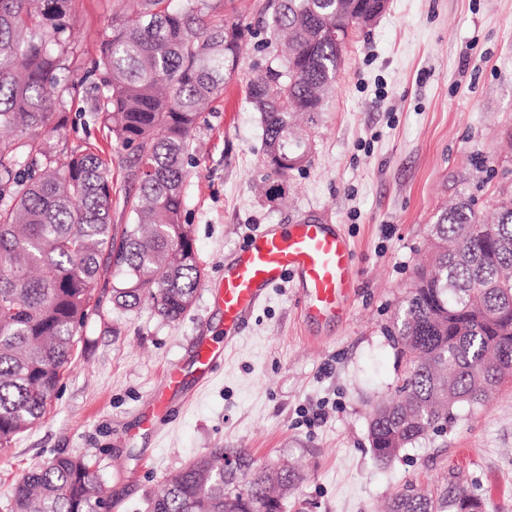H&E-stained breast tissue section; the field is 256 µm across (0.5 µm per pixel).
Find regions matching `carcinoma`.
<instances>
[{
	"label": "carcinoma",
	"mask_w": 512,
	"mask_h": 512,
	"mask_svg": "<svg viewBox=\"0 0 512 512\" xmlns=\"http://www.w3.org/2000/svg\"><path fill=\"white\" fill-rule=\"evenodd\" d=\"M235 0H139L119 10L92 71V121L125 152L129 222L112 224V155L94 142L65 163L44 131L68 123L67 97L86 82L75 58V0H0V449L41 421L70 366L94 286L114 270L121 313L146 302L169 321L202 284L184 209L194 131L224 86L239 78L240 41L269 50L245 80L259 113L264 162L279 176L308 162L309 136L336 82L349 33L386 0H265L256 26L227 25ZM484 221L469 199L442 208L432 250L415 270L387 331L406 370L368 426L374 459L399 458L455 419V405L484 404L512 378V196ZM235 466L224 470V457ZM300 475L259 466L244 449L213 448L169 474L150 512H280ZM112 496L89 459L58 454L19 479L7 512H108ZM388 512H485L463 491H407Z\"/></svg>",
	"instance_id": "obj_1"
}]
</instances>
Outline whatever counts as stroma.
Segmentation results:
<instances>
[{
  "label": "stroma",
  "mask_w": 512,
  "mask_h": 512,
  "mask_svg": "<svg viewBox=\"0 0 512 512\" xmlns=\"http://www.w3.org/2000/svg\"><path fill=\"white\" fill-rule=\"evenodd\" d=\"M119 0H78L79 64L95 58ZM317 125L311 159L287 179L264 164L259 115L233 83L204 113L184 186L204 273L191 309L170 322L150 308L121 314L94 290L75 358L42 422L0 450V512L23 474L54 454L89 455L119 512H146L166 476L213 448H245L258 464L293 463L287 512H384L412 488L465 491L486 512H512V381L484 406L459 404L445 434L386 466L368 440L375 404L404 371L385 334L430 246L440 209L474 198L482 214L512 187V0H387L354 31ZM96 92L68 102L50 133L63 153L110 143L89 122ZM282 185L266 197L262 181ZM314 215L348 237L354 288L344 318L304 319L296 283L270 292L213 379L178 405L159 437L141 434L140 405L168 367H189L198 337L217 334L211 286L263 224ZM321 420H314V413Z\"/></svg>",
  "instance_id": "obj_1"
}]
</instances>
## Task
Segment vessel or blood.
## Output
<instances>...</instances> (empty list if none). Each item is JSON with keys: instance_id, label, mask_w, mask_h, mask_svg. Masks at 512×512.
Instances as JSON below:
<instances>
[{"instance_id": "1", "label": "vessel or blood", "mask_w": 512, "mask_h": 512, "mask_svg": "<svg viewBox=\"0 0 512 512\" xmlns=\"http://www.w3.org/2000/svg\"><path fill=\"white\" fill-rule=\"evenodd\" d=\"M352 250L348 239L316 218L292 224H265L224 264V277L212 292L223 315V333L199 341L191 372L168 369L162 385L142 404L141 428L156 433L185 398L189 385L209 382L213 367L239 337L248 318L284 278L297 282L307 319H333L348 304L353 286Z\"/></svg>"}]
</instances>
